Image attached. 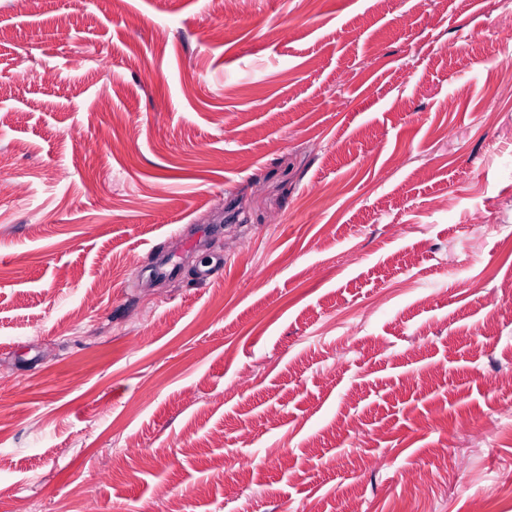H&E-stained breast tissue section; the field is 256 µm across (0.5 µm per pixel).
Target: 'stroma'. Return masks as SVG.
Segmentation results:
<instances>
[{
    "mask_svg": "<svg viewBox=\"0 0 512 512\" xmlns=\"http://www.w3.org/2000/svg\"><path fill=\"white\" fill-rule=\"evenodd\" d=\"M506 16L0 0V512H512Z\"/></svg>",
    "mask_w": 512,
    "mask_h": 512,
    "instance_id": "stroma-1",
    "label": "stroma"
}]
</instances>
